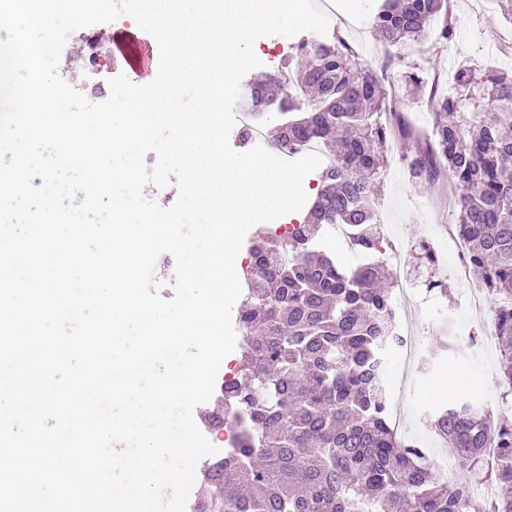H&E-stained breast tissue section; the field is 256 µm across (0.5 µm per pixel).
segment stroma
Listing matches in <instances>:
<instances>
[{
  "label": "stroma",
  "instance_id": "obj_1",
  "mask_svg": "<svg viewBox=\"0 0 512 512\" xmlns=\"http://www.w3.org/2000/svg\"><path fill=\"white\" fill-rule=\"evenodd\" d=\"M336 17L328 33L349 42L361 60H370L378 47L372 25L374 0H332ZM448 13L459 36L450 44L427 37L419 49L404 51L401 62L395 63L389 81L404 85L405 91L397 102L406 121L418 131H426L431 113L422 100V88L410 85L409 73L429 79L433 73L452 75L460 66L478 70L512 67V21L500 13L495 0H448ZM123 21L92 25L93 44L83 37L70 35L60 58V76L80 91L90 102L105 101L110 93L107 82L90 77L88 57L97 54L111 63L114 70L128 72L129 67L116 51L111 37L126 29ZM413 148L411 140L402 136L389 138L386 144L385 167L378 190L379 219L391 225L397 241L408 243L401 258L382 253L387 266L402 263L418 282L428 274L423 266L419 242L427 236H437L448 219L449 195L427 183L414 180L404 162ZM457 256L441 250L439 267L433 276L443 280L447 294L421 293L411 314L420 324L417 372L409 385L407 397L401 403L405 435L422 447H430L438 438L432 429L436 413L453 400L469 401L475 406L493 409L496 397L475 384L476 372L498 371L497 350L481 351L468 334L471 315L461 299L464 284L456 277ZM452 335L451 349L439 346L442 336Z\"/></svg>",
  "mask_w": 512,
  "mask_h": 512
}]
</instances>
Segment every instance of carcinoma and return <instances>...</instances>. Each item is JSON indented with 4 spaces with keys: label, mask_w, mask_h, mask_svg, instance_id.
<instances>
[{
    "label": "carcinoma",
    "mask_w": 512,
    "mask_h": 512,
    "mask_svg": "<svg viewBox=\"0 0 512 512\" xmlns=\"http://www.w3.org/2000/svg\"><path fill=\"white\" fill-rule=\"evenodd\" d=\"M373 28L382 45L412 48L430 30L452 43L456 27L447 0H382ZM297 73L246 85L245 109L265 124L266 100H278L274 148L295 154L316 141L332 165L318 175L303 222L251 241L248 290L236 321L246 332L247 381L224 385V410L209 421H232L235 448L200 469L197 512H512V418L454 402L433 428L454 450L459 470L437 475L390 425L379 376L397 319L392 290L377 288L376 198L381 147L397 116L368 64L342 38L302 42ZM457 89H430L431 132L406 157L427 183L448 179L467 259L492 304L500 348L499 380L512 395V69L477 77L461 68ZM332 224H347L360 255L347 269L322 244ZM498 463L483 465L485 449ZM504 487L494 501L471 493L474 480Z\"/></svg>",
    "instance_id": "1"
}]
</instances>
